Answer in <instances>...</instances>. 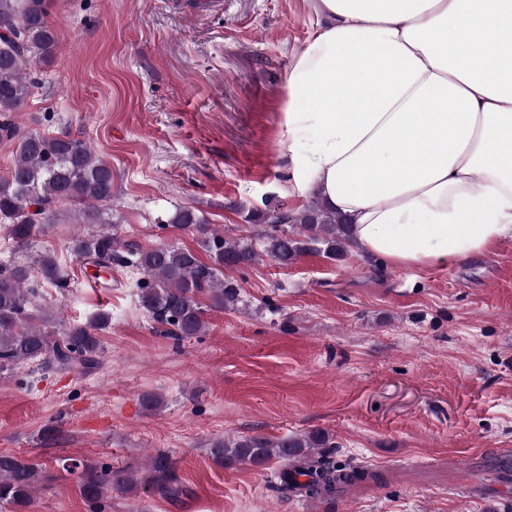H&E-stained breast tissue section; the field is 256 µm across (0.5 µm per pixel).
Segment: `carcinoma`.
<instances>
[{
  "mask_svg": "<svg viewBox=\"0 0 512 512\" xmlns=\"http://www.w3.org/2000/svg\"><path fill=\"white\" fill-rule=\"evenodd\" d=\"M50 4L51 0H0V139L17 142L13 165L0 175V223L19 249L30 247L40 225L56 223L60 204L70 205L78 223L97 227L75 236L73 251L99 270L112 268L114 262L140 269L148 277L140 285V306L155 323L166 327L167 335L184 340L205 330L201 297H207L217 310L238 303L240 285L224 270L252 265L262 254L283 267L309 253L334 260L354 244L348 219L313 197L301 210L277 207L248 215L249 223L258 227L260 252L248 241L224 237L204 215L183 208L170 223L196 232L210 263L174 245L131 247L119 254L121 239L112 214V167L79 139L23 132L11 119L32 94L33 65L49 61L55 53L56 34L48 22ZM34 270L43 282L66 286L50 253L34 254L22 263L0 264V378L34 361L94 369L103 352L99 331L109 325L108 316L100 314L92 323L64 327L53 324L49 315H38L40 295L31 282ZM330 447L329 437L320 431L277 439L254 434L216 439L209 455L222 468L264 467L274 459L294 462L293 469L274 477L271 488L281 494L330 498L339 486L365 476L359 468L336 464L325 452ZM59 469L77 477L89 512H106L114 494L141 489L175 496L181 491L175 462L163 453L150 458L139 480L104 462L64 459ZM45 473L36 459L0 452V505H30Z\"/></svg>",
  "mask_w": 512,
  "mask_h": 512,
  "instance_id": "carcinoma-1",
  "label": "carcinoma"
}]
</instances>
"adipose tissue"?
<instances>
[{"label":"adipose tissue","mask_w":512,"mask_h":512,"mask_svg":"<svg viewBox=\"0 0 512 512\" xmlns=\"http://www.w3.org/2000/svg\"><path fill=\"white\" fill-rule=\"evenodd\" d=\"M312 3L285 78L298 192L402 268L512 237V0Z\"/></svg>","instance_id":"ef3b65f1"}]
</instances>
